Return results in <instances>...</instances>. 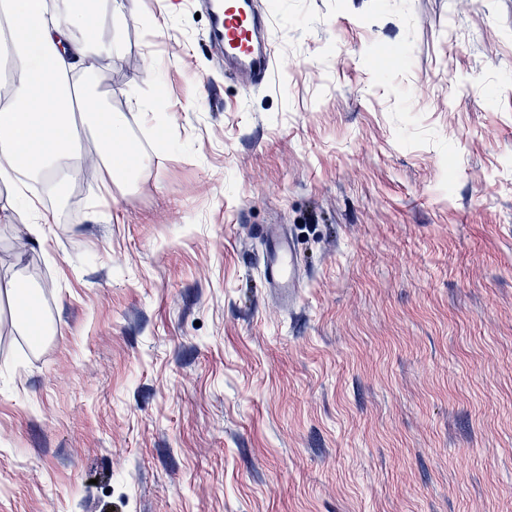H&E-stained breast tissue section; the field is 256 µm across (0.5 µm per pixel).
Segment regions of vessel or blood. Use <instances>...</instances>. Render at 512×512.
Segmentation results:
<instances>
[{
	"label": "vessel or blood",
	"mask_w": 512,
	"mask_h": 512,
	"mask_svg": "<svg viewBox=\"0 0 512 512\" xmlns=\"http://www.w3.org/2000/svg\"><path fill=\"white\" fill-rule=\"evenodd\" d=\"M210 11L214 27L222 33L225 71L248 87L266 86L276 64L269 13L260 10L257 0H218ZM298 264L293 237L277 230L269 232L263 279L289 305L294 304L300 286Z\"/></svg>",
	"instance_id": "1"
}]
</instances>
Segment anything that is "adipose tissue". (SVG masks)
Returning a JSON list of instances; mask_svg holds the SVG:
<instances>
[{
	"mask_svg": "<svg viewBox=\"0 0 512 512\" xmlns=\"http://www.w3.org/2000/svg\"><path fill=\"white\" fill-rule=\"evenodd\" d=\"M12 20L11 45L21 59L12 78V100L0 107V173L47 175L74 159V117L83 114L101 142L90 187L122 184L134 161L129 154L127 117L101 109L81 92L91 61L118 53L119 43L101 48L86 36L91 0H0Z\"/></svg>",
	"mask_w": 512,
	"mask_h": 512,
	"instance_id": "1",
	"label": "adipose tissue"
}]
</instances>
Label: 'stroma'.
Returning a JSON list of instances; mask_svg holds the SVG:
<instances>
[{"label": "stroma", "mask_w": 512, "mask_h": 512, "mask_svg": "<svg viewBox=\"0 0 512 512\" xmlns=\"http://www.w3.org/2000/svg\"><path fill=\"white\" fill-rule=\"evenodd\" d=\"M173 3L91 33L131 185L0 221L51 325L0 322V512H512V0H260L256 91ZM264 240V282L267 288L274 290L288 306H292L297 296L296 289L300 288L299 257L294 239L291 235L273 230Z\"/></svg>", "instance_id": "obj_1"}]
</instances>
